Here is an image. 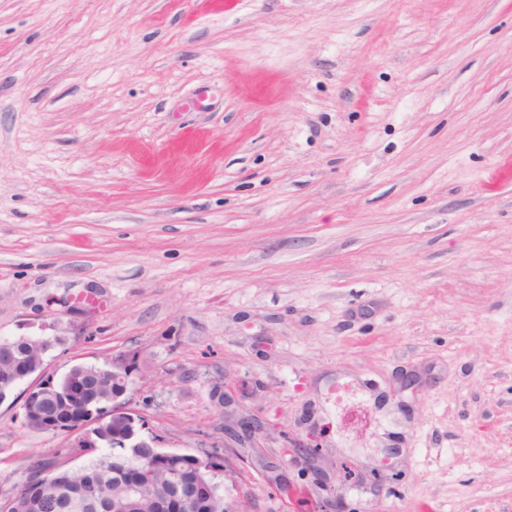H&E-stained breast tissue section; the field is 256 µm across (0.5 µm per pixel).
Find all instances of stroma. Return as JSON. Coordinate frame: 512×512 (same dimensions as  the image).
Masks as SVG:
<instances>
[{
  "label": "stroma",
  "mask_w": 512,
  "mask_h": 512,
  "mask_svg": "<svg viewBox=\"0 0 512 512\" xmlns=\"http://www.w3.org/2000/svg\"><path fill=\"white\" fill-rule=\"evenodd\" d=\"M0 336L127 364L234 512H317L291 437L351 512H512V0H0ZM22 403L0 501L67 453ZM236 426L238 427V430L236 428L230 429L225 426L224 430L232 432L231 435H233L239 443H246L253 441L256 435L263 431L265 428V422L255 418L246 420L243 418L237 422Z\"/></svg>",
  "instance_id": "stroma-1"
}]
</instances>
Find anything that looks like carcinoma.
<instances>
[{
	"instance_id": "obj_1",
	"label": "carcinoma",
	"mask_w": 512,
	"mask_h": 512,
	"mask_svg": "<svg viewBox=\"0 0 512 512\" xmlns=\"http://www.w3.org/2000/svg\"><path fill=\"white\" fill-rule=\"evenodd\" d=\"M40 348L44 345L23 337L0 338V367L20 376ZM76 379L85 388V405L76 407L57 393L49 394L43 403L52 423L62 434L75 428L76 417L85 411V407L93 406L100 399H112V374L77 368L65 373L56 383L63 388ZM68 453L82 463L76 467L56 461L31 464L22 486L10 497L8 512H150L154 507L152 498L173 486L175 481L178 459H161L148 472L147 495L142 499L127 500L120 480L123 471L136 462L130 452L112 447V440L107 438L104 447L92 452L70 448ZM205 467L214 470L211 481L217 499H223V461L216 455H209Z\"/></svg>"
}]
</instances>
